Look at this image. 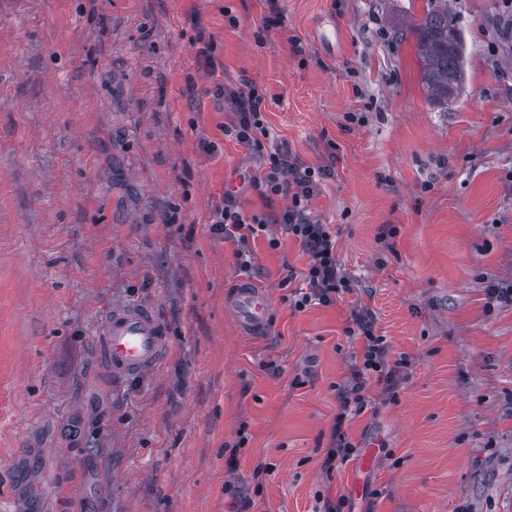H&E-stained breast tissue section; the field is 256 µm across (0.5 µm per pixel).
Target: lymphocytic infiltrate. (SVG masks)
<instances>
[{
  "mask_svg": "<svg viewBox=\"0 0 512 512\" xmlns=\"http://www.w3.org/2000/svg\"><path fill=\"white\" fill-rule=\"evenodd\" d=\"M212 95L224 100L229 111L235 114L234 121L225 129L226 134L248 150L263 151L262 140L269 135L263 112L265 93L251 82L242 88L218 82ZM263 153L260 166L248 177L250 186L268 201L278 196L290 198V205L271 219L261 214L249 216L228 193L210 216L212 229L224 240L235 243L239 268L248 273L253 269L249 239L258 237L269 223L282 225L285 233L298 240L309 257L304 285L288 296L289 307L300 312L312 304L330 305L337 296L353 292L356 282L338 262L335 232L330 225L315 220L309 213V202L329 171L322 166L303 164L284 144ZM353 321L363 346L350 366L349 379L337 390L340 412L323 460V467L329 472L358 453L357 446L344 429L345 420L350 414L358 415L368 409L372 403V388H379L387 399H395L408 365L407 359H390L383 337L375 333L374 318L368 309L354 311Z\"/></svg>",
  "mask_w": 512,
  "mask_h": 512,
  "instance_id": "1",
  "label": "lymphocytic infiltrate"
}]
</instances>
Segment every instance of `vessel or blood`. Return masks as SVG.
<instances>
[{
    "label": "vessel or blood",
    "mask_w": 512,
    "mask_h": 512,
    "mask_svg": "<svg viewBox=\"0 0 512 512\" xmlns=\"http://www.w3.org/2000/svg\"><path fill=\"white\" fill-rule=\"evenodd\" d=\"M225 306L246 336L263 334L273 311L269 293L247 279L228 292ZM168 344L167 324L154 307L120 302L106 306L100 314L97 353L116 380L140 378L156 369Z\"/></svg>",
    "instance_id": "vessel-or-blood-1"
}]
</instances>
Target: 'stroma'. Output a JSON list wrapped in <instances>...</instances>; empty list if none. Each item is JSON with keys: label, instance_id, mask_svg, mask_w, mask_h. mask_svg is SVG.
Segmentation results:
<instances>
[{"label": "stroma", "instance_id": "stroma-1", "mask_svg": "<svg viewBox=\"0 0 512 512\" xmlns=\"http://www.w3.org/2000/svg\"><path fill=\"white\" fill-rule=\"evenodd\" d=\"M448 5L466 88L437 104L392 29L428 0H280L269 30L263 0H0V512H237L244 496L319 512L321 495L343 512H512V304L489 293L512 286V40L502 0ZM200 27L225 82L266 90L276 141L330 167L309 206L358 283L293 311L307 255L285 233L276 250L250 240L275 301L259 336L224 310L236 246L209 217L232 177L245 213L288 200L247 183L261 158L222 131L234 115L195 62ZM122 301L170 331L129 382L96 346ZM360 304L409 365L394 401L344 425L377 447L370 469L329 474Z\"/></svg>", "mask_w": 512, "mask_h": 512}]
</instances>
